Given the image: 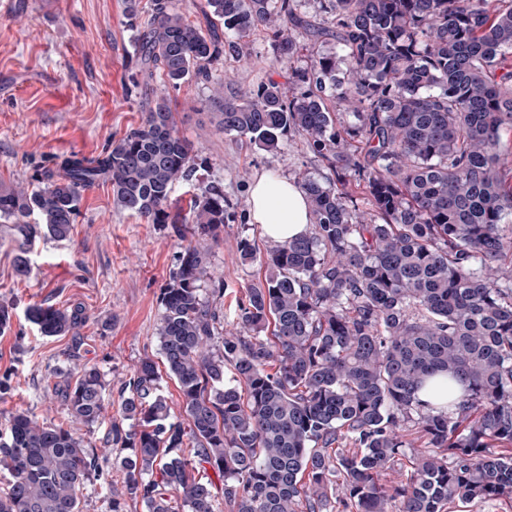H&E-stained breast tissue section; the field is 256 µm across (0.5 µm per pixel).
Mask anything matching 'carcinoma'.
<instances>
[{
	"mask_svg": "<svg viewBox=\"0 0 512 512\" xmlns=\"http://www.w3.org/2000/svg\"><path fill=\"white\" fill-rule=\"evenodd\" d=\"M300 2L207 0L205 31L181 0H153L137 38L144 78L213 86L219 131L268 150L301 136L333 174L298 182L308 233L262 250L238 241L242 262L264 275L239 302L234 330L221 329L203 295L214 279L208 242L230 203L221 184H194L197 149L167 96L103 154L68 159L31 190L0 184V220L24 277L26 247L67 239L82 193L100 182L122 210L189 225L161 293L162 364L140 360L105 441L123 472L112 512L128 499L147 512H215L209 469L231 512H329L335 503L340 512H449L457 500L512 501V286L500 285L512 268V150L503 148L512 0H327L344 55H319L286 92L271 81L222 94L212 65L251 31L271 33L281 63L302 50L296 29L328 35L297 18ZM185 184L195 190L189 216L173 215L172 194ZM28 319L58 336L84 313L43 303ZM164 375L178 385V416ZM107 387L84 365L58 396L89 427L103 417ZM429 390L447 401L422 399ZM417 441L428 451L411 472L384 479ZM342 443L352 450L337 451ZM95 468L91 443L16 411L0 430V512H81Z\"/></svg>",
	"mask_w": 512,
	"mask_h": 512,
	"instance_id": "obj_1",
	"label": "carcinoma"
}]
</instances>
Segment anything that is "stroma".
Listing matches in <instances>:
<instances>
[{
  "label": "stroma",
  "instance_id": "1",
  "mask_svg": "<svg viewBox=\"0 0 512 512\" xmlns=\"http://www.w3.org/2000/svg\"><path fill=\"white\" fill-rule=\"evenodd\" d=\"M135 38L125 0H0V182L30 189L70 156L99 155L140 125L153 99L168 93L181 135L198 150V178L220 183L234 207V218L208 252L224 285L216 305L229 325L238 299L262 278L259 265L242 263L237 253L244 237L266 244L249 219L253 180L268 173L295 182L328 170L302 137L266 150L218 131L204 85L188 82L167 91L158 77L135 83ZM336 49L335 38L326 36L280 64L267 32L257 29L243 39L242 57L222 55L213 69L230 77L228 94L269 81L284 86L293 70ZM178 242L174 225L152 224L118 208L106 183L84 192L69 239L36 241L28 255L30 276L18 274L16 252L0 225V302L15 309L10 331L0 335V377L11 385L0 393V417L26 410L103 448L124 384L142 358L159 353L160 297ZM34 303L79 306L86 320L65 335L46 337L25 317ZM86 364L97 366L108 382L107 418L91 428L72 424L55 394L56 383ZM122 481L112 457H100L81 512H112V490Z\"/></svg>",
  "mask_w": 512,
  "mask_h": 512
}]
</instances>
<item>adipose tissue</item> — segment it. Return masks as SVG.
I'll return each instance as SVG.
<instances>
[{"label":"adipose tissue","instance_id":"adipose-tissue-1","mask_svg":"<svg viewBox=\"0 0 512 512\" xmlns=\"http://www.w3.org/2000/svg\"><path fill=\"white\" fill-rule=\"evenodd\" d=\"M250 219L261 225L266 237L276 240L295 238L308 230V203L296 184L262 175L251 187Z\"/></svg>","mask_w":512,"mask_h":512}]
</instances>
